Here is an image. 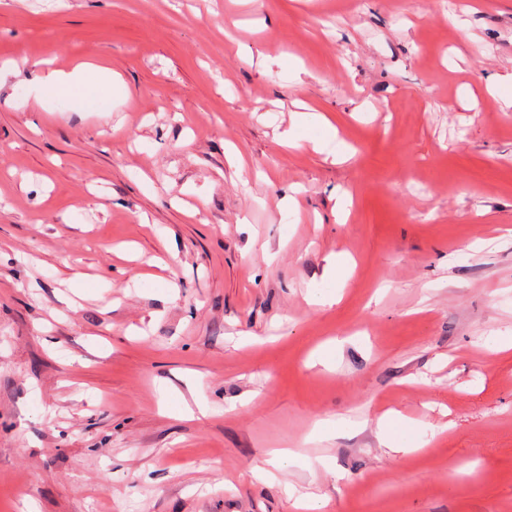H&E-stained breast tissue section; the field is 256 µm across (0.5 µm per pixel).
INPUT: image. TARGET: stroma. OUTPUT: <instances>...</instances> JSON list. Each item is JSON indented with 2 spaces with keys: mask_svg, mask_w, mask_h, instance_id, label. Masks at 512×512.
<instances>
[{
  "mask_svg": "<svg viewBox=\"0 0 512 512\" xmlns=\"http://www.w3.org/2000/svg\"><path fill=\"white\" fill-rule=\"evenodd\" d=\"M5 59L0 512H512V0H0ZM29 81L30 91L44 100L69 99L81 102L87 111L108 112L114 94L122 91L119 82L106 68L80 65L72 73L40 69ZM381 441L393 452H407L421 447L418 442V426L401 416L386 413L378 422Z\"/></svg>",
  "mask_w": 512,
  "mask_h": 512,
  "instance_id": "obj_1",
  "label": "stroma"
}]
</instances>
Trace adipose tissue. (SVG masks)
<instances>
[{
	"mask_svg": "<svg viewBox=\"0 0 512 512\" xmlns=\"http://www.w3.org/2000/svg\"><path fill=\"white\" fill-rule=\"evenodd\" d=\"M30 91L44 100L69 99L81 102L91 112H107L121 87L110 70L91 64L71 73L38 70L29 82Z\"/></svg>",
	"mask_w": 512,
	"mask_h": 512,
	"instance_id": "1",
	"label": "adipose tissue"
}]
</instances>
